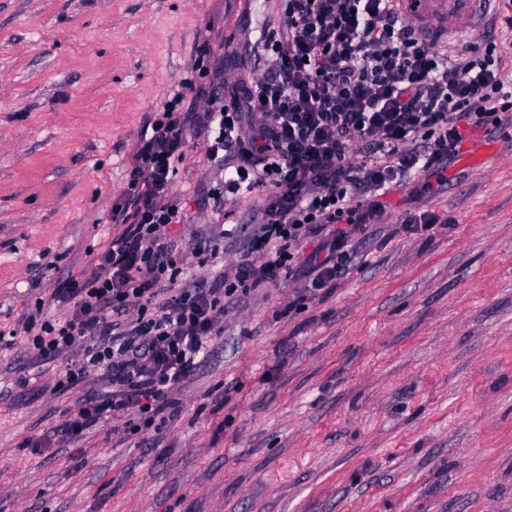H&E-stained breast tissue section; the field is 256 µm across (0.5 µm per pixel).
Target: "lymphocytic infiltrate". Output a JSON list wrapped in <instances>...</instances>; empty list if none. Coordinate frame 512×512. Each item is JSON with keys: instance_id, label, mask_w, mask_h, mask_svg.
<instances>
[{"instance_id": "f902f5d3", "label": "lymphocytic infiltrate", "mask_w": 512, "mask_h": 512, "mask_svg": "<svg viewBox=\"0 0 512 512\" xmlns=\"http://www.w3.org/2000/svg\"><path fill=\"white\" fill-rule=\"evenodd\" d=\"M283 2L262 73L231 78L227 93L183 84L150 113L152 133L112 199L109 221L121 232L89 275L55 292L66 317L47 319L39 306L24 314L23 340L41 361L83 348L57 391L98 369L108 382L34 440L38 452L118 418L134 433L155 427L221 333L226 301L295 277L300 299L321 297L392 190L418 198L447 185V164L469 132L512 119V58L495 39L436 48L392 0ZM189 98L202 111L185 110ZM193 134L205 135L230 193L260 191L264 200L251 230L256 259L188 286L182 275L220 250L212 237L178 243L171 184Z\"/></svg>"}]
</instances>
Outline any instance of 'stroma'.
Listing matches in <instances>:
<instances>
[{"instance_id":"obj_1","label":"stroma","mask_w":512,"mask_h":512,"mask_svg":"<svg viewBox=\"0 0 512 512\" xmlns=\"http://www.w3.org/2000/svg\"><path fill=\"white\" fill-rule=\"evenodd\" d=\"M280 0H0V331L90 271L120 225L149 113L200 78L268 66ZM435 195L391 205L323 297L287 280L231 300L224 331L148 433L114 421L46 456L101 372L61 395L64 361L0 349V512H512V124L477 134ZM173 192L183 242L225 228L205 278L247 258L262 198L226 191L191 139ZM434 213L410 231L406 209Z\"/></svg>"}]
</instances>
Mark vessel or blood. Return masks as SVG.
Listing matches in <instances>:
<instances>
[{
	"label": "vessel or blood",
	"instance_id": "obj_1",
	"mask_svg": "<svg viewBox=\"0 0 512 512\" xmlns=\"http://www.w3.org/2000/svg\"><path fill=\"white\" fill-rule=\"evenodd\" d=\"M415 28L443 43L478 28L493 0H396Z\"/></svg>",
	"mask_w": 512,
	"mask_h": 512
}]
</instances>
